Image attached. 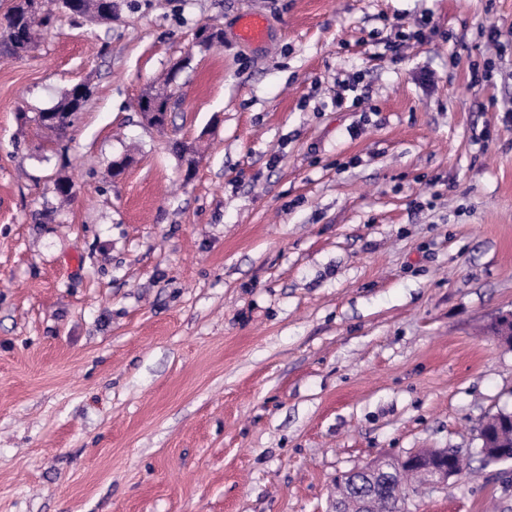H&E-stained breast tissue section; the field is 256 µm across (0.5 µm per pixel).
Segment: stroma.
<instances>
[{
	"label": "stroma",
	"mask_w": 512,
	"mask_h": 512,
	"mask_svg": "<svg viewBox=\"0 0 512 512\" xmlns=\"http://www.w3.org/2000/svg\"><path fill=\"white\" fill-rule=\"evenodd\" d=\"M113 2L0 52V512H329L420 448L470 470L405 512H512V463L477 454L512 411V0ZM78 83L47 146L33 117ZM237 34L245 43H261L267 37V23L261 16L245 14L239 20ZM91 95L92 91L88 84H77L68 89L53 107L38 111L55 112L58 118L56 125L43 124L40 126L43 132L46 133L49 142H55L57 138L66 133L70 124L67 123L68 117L78 114L86 102L89 101ZM144 100V112H141L143 119L148 125L159 130L168 127L169 111L172 107L171 97L168 95L156 96L153 94Z\"/></svg>",
	"instance_id": "obj_1"
}]
</instances>
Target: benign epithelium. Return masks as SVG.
<instances>
[{"mask_svg": "<svg viewBox=\"0 0 512 512\" xmlns=\"http://www.w3.org/2000/svg\"><path fill=\"white\" fill-rule=\"evenodd\" d=\"M172 107L168 95H152L144 100L142 117L146 123L156 129L168 127L169 111ZM494 335L503 343L512 346V311L501 314L492 325ZM512 423V412L500 411L487 417L479 427V453L491 463H506L512 460V441L494 427L499 423ZM463 457L458 448L421 449L408 453L395 461H377L341 476L339 483L349 485L350 492L343 498L333 501L332 512H373L379 487L361 481L365 475L372 480L387 479L393 484L395 471H419L427 477V487L437 488L448 483L459 471L453 466V460Z\"/></svg>", "mask_w": 512, "mask_h": 512, "instance_id": "benign-epithelium-1", "label": "benign epithelium"}]
</instances>
